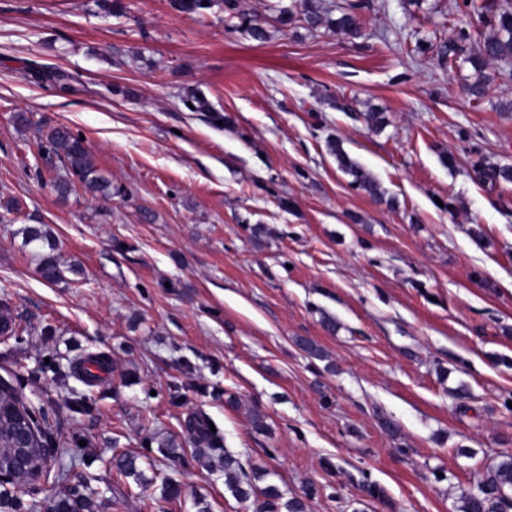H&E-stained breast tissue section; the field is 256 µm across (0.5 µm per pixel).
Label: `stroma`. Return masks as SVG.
I'll return each instance as SVG.
<instances>
[{
    "mask_svg": "<svg viewBox=\"0 0 512 512\" xmlns=\"http://www.w3.org/2000/svg\"><path fill=\"white\" fill-rule=\"evenodd\" d=\"M357 2L347 35L280 26L292 0H244L268 22L260 43L167 0H122L120 17L100 0H0V307L19 327L0 335V375L48 411L73 475L124 493L95 512H196L198 497L253 512L186 443L196 414L307 512H456L512 453V184L476 174L512 166V76L477 101L469 68L439 65L449 0ZM193 88L210 111L188 110ZM371 106L390 120L378 133L359 118ZM59 124L111 197L58 198L44 144ZM331 134L383 201L339 169ZM40 224L56 283L24 243ZM96 353L113 370L89 386L70 363ZM116 451L139 455L147 485L107 470Z\"/></svg>",
    "mask_w": 512,
    "mask_h": 512,
    "instance_id": "stroma-1",
    "label": "stroma"
}]
</instances>
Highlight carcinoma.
<instances>
[{
    "label": "carcinoma",
    "mask_w": 512,
    "mask_h": 512,
    "mask_svg": "<svg viewBox=\"0 0 512 512\" xmlns=\"http://www.w3.org/2000/svg\"><path fill=\"white\" fill-rule=\"evenodd\" d=\"M463 22L447 40L437 44L435 50L443 67H468L471 81L467 83L468 94L476 100L485 97L491 80L487 67L501 63L504 68L512 67V3L504 2L495 13H490L487 0H463ZM170 9L185 14L202 15L217 6L231 20L235 27L246 32L252 39L264 42L268 38L266 20L254 12L241 7V0H168ZM358 5L349 3L339 7V15L331 16L320 0H295L293 7L279 10L278 21L287 27L302 23L310 30L326 28L344 33H354L360 29ZM483 25L489 30L476 29L473 25ZM47 148L63 162L66 171L77 178L85 192L92 196L107 197L112 194L111 183L98 173L91 152L83 140L68 127L59 125L51 128L47 135ZM327 152L336 158L338 167L351 177V183L364 191L372 199L380 201L383 195L371 173L359 162L349 157L342 140L330 137L326 140ZM484 178L492 181L512 183V166H496L482 170ZM38 271L48 282L61 277L58 257L53 254L41 256ZM100 371L110 369V359L103 355H91L87 365L78 372L88 381L97 379L90 367ZM189 443L212 452L224 453V485L231 495L242 501L250 498L258 501L256 512H306L305 504L299 499L282 501L279 490L269 485L258 488L252 477L243 472L237 458L221 447L209 421L202 417H192L186 423ZM55 433L46 413L26 402L23 393L16 387L0 389V469L14 472L17 480L28 483L37 478L54 476L57 484L54 493L53 512H94L95 496L99 491L86 482L71 480L65 469L52 471L51 462L62 455ZM112 467L137 484L145 479L138 466V456L121 453L113 456ZM512 454L502 455L488 474L477 480L469 490L460 496L457 512H509L512 509Z\"/></svg>",
    "instance_id": "obj_1"
}]
</instances>
